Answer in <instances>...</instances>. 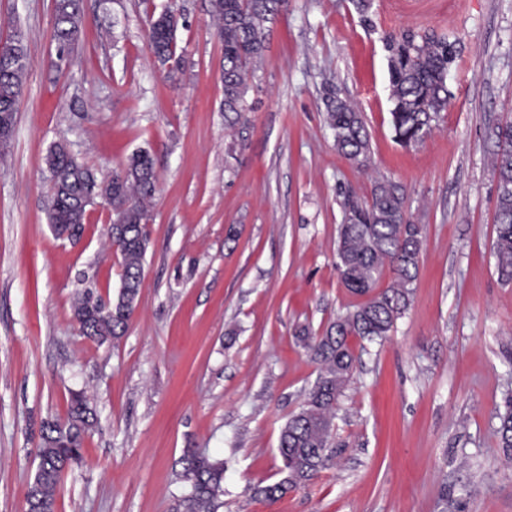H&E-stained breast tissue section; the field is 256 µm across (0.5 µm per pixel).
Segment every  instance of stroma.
I'll return each mask as SVG.
<instances>
[{
	"mask_svg": "<svg viewBox=\"0 0 512 512\" xmlns=\"http://www.w3.org/2000/svg\"><path fill=\"white\" fill-rule=\"evenodd\" d=\"M288 0L248 79L247 130L224 121V47L210 0H82L84 34L60 58L54 0H0V43L22 33L29 68L0 159V512H22L43 421L85 391L98 423L59 484L55 512H177L183 449L223 458L217 512H512V451L496 411L512 388V285L491 253L487 164L512 122V0ZM179 16L174 76L149 16ZM454 42L448 107L417 146L390 128L389 47ZM362 113L372 166L334 145L324 93ZM101 175L133 152L158 187L143 287L114 344L80 335L76 291L115 294L106 206L80 240L47 222L56 143ZM406 190L425 235L411 303L385 341L355 339L326 469L269 503L280 430L318 366L298 343L361 296L336 269L348 195Z\"/></svg>",
	"mask_w": 512,
	"mask_h": 512,
	"instance_id": "obj_1",
	"label": "stroma"
}]
</instances>
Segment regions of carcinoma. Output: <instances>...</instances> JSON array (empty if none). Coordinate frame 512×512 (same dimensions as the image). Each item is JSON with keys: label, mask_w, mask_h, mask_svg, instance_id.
Returning a JSON list of instances; mask_svg holds the SVG:
<instances>
[{"label": "carcinoma", "mask_w": 512, "mask_h": 512, "mask_svg": "<svg viewBox=\"0 0 512 512\" xmlns=\"http://www.w3.org/2000/svg\"><path fill=\"white\" fill-rule=\"evenodd\" d=\"M288 0H211V15L224 44V119L245 130L246 78L249 66L263 58L265 24L287 7ZM54 36L64 47H74L83 36L81 0H55ZM177 25L164 14L152 17L150 48L165 62L179 64L176 56ZM390 100L393 138L403 146L419 144L433 130L448 106L447 75L454 60L453 43L447 40L414 44L404 38L390 46ZM28 69L26 51L0 70V127L14 130L18 89ZM326 121L339 153L358 168L370 162V135L361 113L335 89L324 95ZM491 167L497 184L495 238L492 252L499 279L512 284V123L497 128ZM50 172L51 196L48 222L59 236L82 232L87 208L99 198V179L64 146L50 148L45 159ZM112 217L121 223L112 228L109 242L121 254L120 287L112 298V313H101L102 298L90 290L72 305L80 321V333L102 345L120 340L129 330L137 308L139 285L149 245L146 220L158 181L155 163L146 150L134 152L126 165L109 176ZM344 222L336 242L337 269L346 288L367 301L339 315L321 331L302 326L296 332L302 346L319 364V372L300 410L293 414L279 435L278 452L283 477L272 484L256 486L252 493L269 502L304 486L326 468L332 458L330 438L336 406L344 396L357 357L352 339L383 340L410 304L423 243V226L407 216L404 189L391 181L374 182L368 200L348 198ZM393 275L392 285L380 292L376 284L384 270ZM497 433L502 447L512 450V394L506 393L497 413ZM97 415L82 391L70 394L66 416L43 423L39 462L29 482L25 502L40 505L37 512H55V489L63 474L79 465ZM180 480L185 492L179 499L181 512H214L224 492V460L186 448L179 459Z\"/></svg>", "instance_id": "1"}]
</instances>
